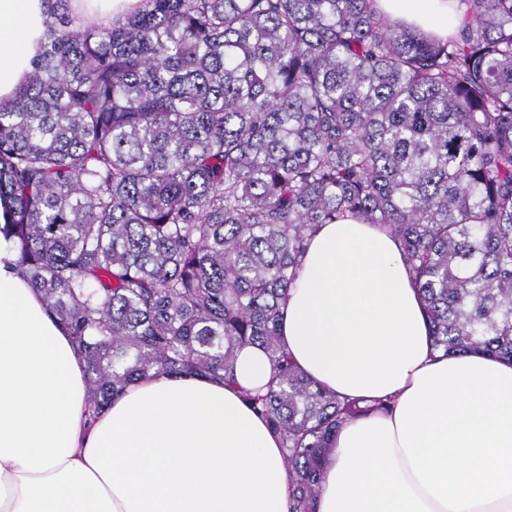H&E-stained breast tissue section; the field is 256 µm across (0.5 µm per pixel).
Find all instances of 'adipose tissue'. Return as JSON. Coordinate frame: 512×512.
I'll list each match as a JSON object with an SVG mask.
<instances>
[{
  "instance_id": "ef3b65f1",
  "label": "adipose tissue",
  "mask_w": 512,
  "mask_h": 512,
  "mask_svg": "<svg viewBox=\"0 0 512 512\" xmlns=\"http://www.w3.org/2000/svg\"><path fill=\"white\" fill-rule=\"evenodd\" d=\"M452 0H378L447 37ZM46 0H0V102L29 76ZM0 237V512H291L279 438L242 398L265 392L262 349L237 383L149 374L103 413L85 362ZM281 341L339 398L387 409L330 443L316 512H512V364L432 347L423 302L387 229L319 225L282 305Z\"/></svg>"
}]
</instances>
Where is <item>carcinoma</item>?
<instances>
[{"instance_id":"cac0c4a2","label":"carcinoma","mask_w":512,"mask_h":512,"mask_svg":"<svg viewBox=\"0 0 512 512\" xmlns=\"http://www.w3.org/2000/svg\"><path fill=\"white\" fill-rule=\"evenodd\" d=\"M69 2L0 105V234L90 414L151 372L233 384L257 346L272 375L246 399L314 512L336 432L387 408L281 347L308 239L347 215L400 241L436 349L512 362V0H463L446 40L376 0H142L78 26Z\"/></svg>"}]
</instances>
